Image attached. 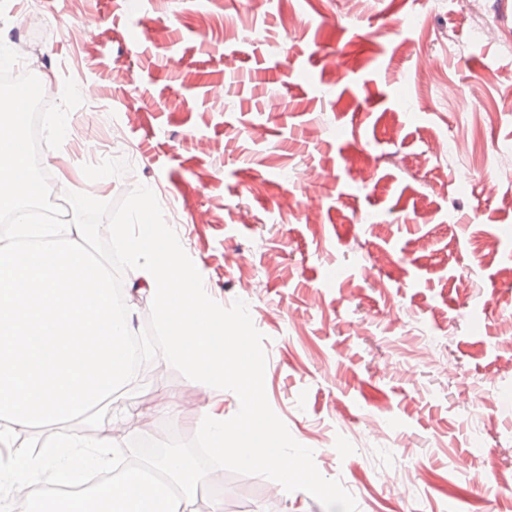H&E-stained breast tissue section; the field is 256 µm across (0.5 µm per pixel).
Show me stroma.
<instances>
[{"label":"stroma","mask_w":512,"mask_h":512,"mask_svg":"<svg viewBox=\"0 0 512 512\" xmlns=\"http://www.w3.org/2000/svg\"><path fill=\"white\" fill-rule=\"evenodd\" d=\"M24 2L0 0V39L98 89L81 140L42 152L52 182L161 198L207 294L248 304L269 404L320 474L358 512H512V0H44L43 41ZM149 369L143 437L239 408ZM247 482L270 512H325Z\"/></svg>","instance_id":"stroma-1"}]
</instances>
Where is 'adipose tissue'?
Here are the masks:
<instances>
[{
    "label": "adipose tissue",
    "instance_id": "obj_1",
    "mask_svg": "<svg viewBox=\"0 0 512 512\" xmlns=\"http://www.w3.org/2000/svg\"><path fill=\"white\" fill-rule=\"evenodd\" d=\"M110 235L126 243L127 264L134 273L128 289L148 291L169 331L172 352L195 368V383L208 385L216 376H237L239 363L233 355L238 351V333L229 330L224 338H217L208 297L193 277L175 260L145 261L125 229L112 228Z\"/></svg>",
    "mask_w": 512,
    "mask_h": 512
}]
</instances>
